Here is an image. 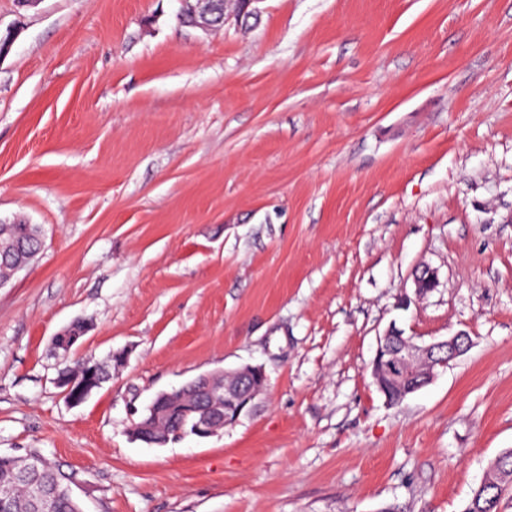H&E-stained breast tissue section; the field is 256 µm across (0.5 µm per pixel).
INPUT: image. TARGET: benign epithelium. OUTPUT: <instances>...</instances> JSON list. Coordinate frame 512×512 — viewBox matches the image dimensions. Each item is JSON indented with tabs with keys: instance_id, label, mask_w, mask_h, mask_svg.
Instances as JSON below:
<instances>
[{
	"instance_id": "7a95c632",
	"label": "benign epithelium",
	"mask_w": 512,
	"mask_h": 512,
	"mask_svg": "<svg viewBox=\"0 0 512 512\" xmlns=\"http://www.w3.org/2000/svg\"><path fill=\"white\" fill-rule=\"evenodd\" d=\"M181 2L182 18L190 19V24L201 29L220 28L228 18V14L223 12L215 20L211 12L194 7L191 0ZM437 286L438 276L434 270L424 267L416 272V296L420 297ZM396 336L398 330L389 328L379 337L371 374L378 388L390 385L402 399L431 383L438 369L447 367L470 346L469 336L464 332L429 344H419L409 337L394 348L392 340ZM265 381L266 374L260 366L201 375L198 382L201 394L199 402L182 409L184 416L191 417L187 429L199 438H206L236 423L241 413L249 408L264 389Z\"/></svg>"
}]
</instances>
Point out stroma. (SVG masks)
<instances>
[{"instance_id":"1","label":"stroma","mask_w":512,"mask_h":512,"mask_svg":"<svg viewBox=\"0 0 512 512\" xmlns=\"http://www.w3.org/2000/svg\"><path fill=\"white\" fill-rule=\"evenodd\" d=\"M257 8L0 0V220L43 236L0 287V454L62 466L83 512H464L512 449V0ZM391 326L471 346L390 405ZM115 354L70 403L61 372ZM246 365L235 424L131 438ZM238 2L235 9L231 10L230 14H226L228 12L227 8L225 7L224 1V10L219 15L218 19L214 20L212 18L211 12L203 9H197L194 7L190 0H181L182 2V9H181V16L183 19V23H188L186 18L190 19V24L197 26L204 30H210L214 28H220L224 27V24L229 16H235L236 18H242V17H250L251 15H254L257 12V8L254 6L256 3L259 2V0H230ZM185 19V20H184ZM195 400L193 392L187 384H184L177 390L172 391V397L169 402V408H173V411L169 412L166 419L160 424V429L164 433L168 434L170 441H176L180 439L178 431L180 424L175 416L176 409H179L184 404H190Z\"/></svg>"}]
</instances>
